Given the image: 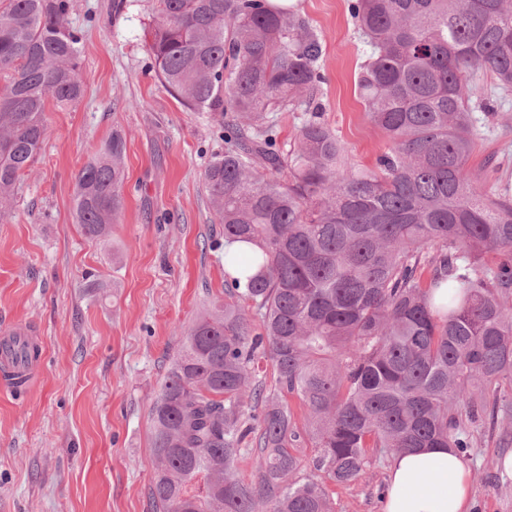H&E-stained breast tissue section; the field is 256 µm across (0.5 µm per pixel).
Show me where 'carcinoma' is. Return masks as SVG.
<instances>
[{
	"instance_id": "1",
	"label": "carcinoma",
	"mask_w": 512,
	"mask_h": 512,
	"mask_svg": "<svg viewBox=\"0 0 512 512\" xmlns=\"http://www.w3.org/2000/svg\"><path fill=\"white\" fill-rule=\"evenodd\" d=\"M71 9L0 0V217L48 135L47 105L84 97ZM348 12L369 47L364 114L389 142L367 170L344 162L321 119L322 40L293 7L155 0L158 77L226 129L205 172L224 239L244 244L224 266L255 273H224V303L196 318L152 406L153 512H335L321 475L358 481L369 448L466 452L468 428L487 421L509 437L512 196L474 182L467 162L473 113L512 92V0H348ZM479 72L495 81L486 97ZM297 110L308 118L282 150L268 115ZM125 152L116 129L76 175L92 241L123 209ZM0 355L31 351L13 336ZM243 451L249 482L233 468Z\"/></svg>"
}]
</instances>
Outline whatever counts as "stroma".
I'll use <instances>...</instances> for the list:
<instances>
[{
    "label": "stroma",
    "mask_w": 512,
    "mask_h": 512,
    "mask_svg": "<svg viewBox=\"0 0 512 512\" xmlns=\"http://www.w3.org/2000/svg\"><path fill=\"white\" fill-rule=\"evenodd\" d=\"M113 3L72 0L85 95L49 108V135L0 219V328L32 330L41 347L27 394L0 388V512H152L150 408L188 327L224 300V227L205 187L224 129L157 76L152 0ZM296 3L322 38L323 119L348 165L373 167L387 141L358 96L369 49L346 0ZM476 118L470 174L512 184V95ZM116 128L125 206L110 237L92 243L74 218L76 175ZM471 439V512H512L501 466L512 444L488 426ZM389 466L373 456L357 482H327L336 512H383Z\"/></svg>",
    "instance_id": "obj_1"
}]
</instances>
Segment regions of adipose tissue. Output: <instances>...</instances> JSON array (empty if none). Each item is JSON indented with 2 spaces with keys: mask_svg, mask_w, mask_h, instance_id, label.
<instances>
[{
  "mask_svg": "<svg viewBox=\"0 0 512 512\" xmlns=\"http://www.w3.org/2000/svg\"><path fill=\"white\" fill-rule=\"evenodd\" d=\"M471 469L449 448L395 455L385 512H468Z\"/></svg>",
  "mask_w": 512,
  "mask_h": 512,
  "instance_id": "obj_1",
  "label": "adipose tissue"
}]
</instances>
